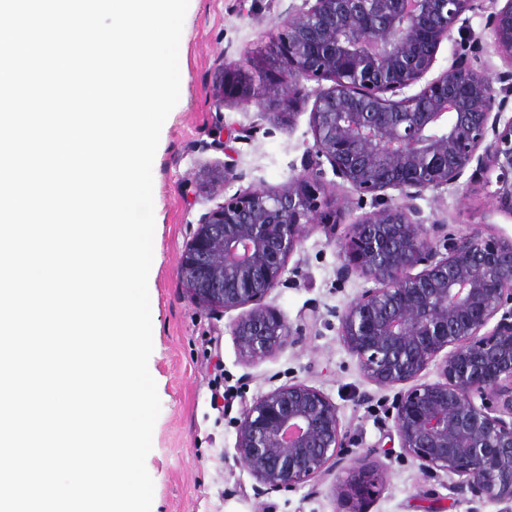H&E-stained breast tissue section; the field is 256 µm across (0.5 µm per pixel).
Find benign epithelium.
Masks as SVG:
<instances>
[{
	"label": "benign epithelium",
	"mask_w": 512,
	"mask_h": 512,
	"mask_svg": "<svg viewBox=\"0 0 512 512\" xmlns=\"http://www.w3.org/2000/svg\"><path fill=\"white\" fill-rule=\"evenodd\" d=\"M475 0H303L273 24V35L244 58L242 80L218 67L219 102L236 89L276 126H292L305 82L328 79L309 112L314 145L301 171L265 190L246 189L203 214L181 257L187 297L208 312L241 310L232 323L252 362L296 346L301 332L266 303L302 240L336 223V185L320 183L321 158L360 195L394 189L406 203L377 201L347 225L337 275L373 287L338 313V336L369 382L398 388L388 411L401 454L429 479L469 502L512 512V240L477 232L455 238L447 224L420 219L414 200L458 182L466 168L495 175L512 207V73L474 68L457 44L445 70L427 78L440 44L452 40ZM493 47L512 58V0L487 21ZM416 93L406 90L419 82ZM243 178L235 160L205 166L190 189L205 193ZM447 238L446 252L438 238ZM441 380L420 382L432 363ZM235 459L261 491L297 490L342 460L335 497L363 512L379 482L353 449L336 404L304 381L282 384L245 406Z\"/></svg>",
	"instance_id": "benign-epithelium-1"
}]
</instances>
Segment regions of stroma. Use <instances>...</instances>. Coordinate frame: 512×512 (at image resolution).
<instances>
[{"mask_svg": "<svg viewBox=\"0 0 512 512\" xmlns=\"http://www.w3.org/2000/svg\"><path fill=\"white\" fill-rule=\"evenodd\" d=\"M303 0H189L180 39L183 82L178 104L165 121L154 158V261L148 277L152 298L153 352L149 371L157 384L161 411L152 436L146 468L154 482L151 512H342L332 494L345 475L336 465L314 483L296 491L256 493L255 479L235 459V420L243 403L291 380L326 393L355 438L357 452L384 459L377 491L364 503L365 512H469L466 497L451 494L427 479L415 464L384 458L395 435L393 420L380 405L393 390L371 384L338 336L336 309L367 288L359 276L338 280L340 243L347 226L362 211L357 193L338 181L330 163H323L324 182L336 196L352 202L337 211L332 228L312 230L291 261L299 273L275 288L267 302L290 324L317 311L318 320L295 348L251 364L240 354L231 325L235 312L212 315L187 298L180 260L192 224L241 189H265L287 182L300 168L303 153L314 143L309 126L312 100L329 80L306 84L309 99L292 128L269 124L255 103L228 95L217 100L212 76L218 66L233 69L247 52L268 41L276 19L295 11ZM478 40V70L492 75L512 71V61L499 55L481 13L469 12L455 26L452 40L442 42L434 65L451 62L456 42ZM223 133L225 147L215 146ZM233 156L241 181L216 194L183 195L179 186L204 166L223 164ZM496 183L463 175L458 183L426 191L415 204L424 222L442 218L449 235L479 229L483 237L512 240V212L502 206Z\"/></svg>", "mask_w": 512, "mask_h": 512, "instance_id": "stroma-1", "label": "stroma"}]
</instances>
